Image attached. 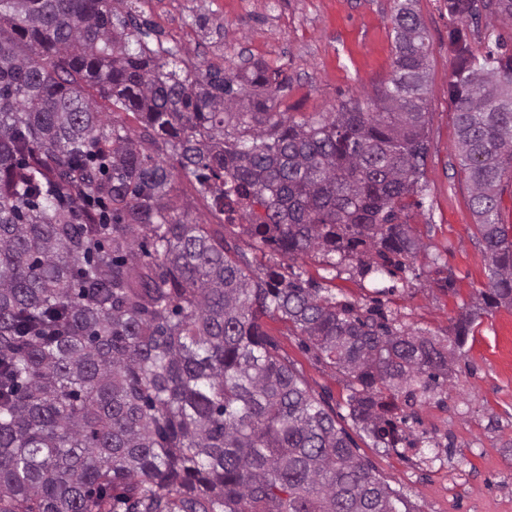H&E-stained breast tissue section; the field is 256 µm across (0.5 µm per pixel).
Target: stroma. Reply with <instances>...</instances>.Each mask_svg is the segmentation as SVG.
<instances>
[{"instance_id":"1","label":"stroma","mask_w":512,"mask_h":512,"mask_svg":"<svg viewBox=\"0 0 512 512\" xmlns=\"http://www.w3.org/2000/svg\"><path fill=\"white\" fill-rule=\"evenodd\" d=\"M413 8L429 38L427 155L418 192L405 199L398 221L423 243L416 258L363 279L351 264L332 266L319 253L295 260L269 255L236 224L225 225L224 238L253 268L277 265L286 278L328 289L358 314L381 309L396 326L443 343L463 311L478 312L466 346L449 363L448 380L404 409L420 439L413 450L375 447L350 416V378L279 314L260 324L311 393L335 411L356 454L400 489L411 512H506L512 505V308L479 310L488 259L459 167L450 83L454 34L466 33L477 54L502 45L512 55V18L475 20L452 13L449 0H414ZM118 9L148 28L150 46L179 49L199 72L229 77L249 60L279 70L275 109L298 119L365 105L392 75L397 0H121Z\"/></svg>"}]
</instances>
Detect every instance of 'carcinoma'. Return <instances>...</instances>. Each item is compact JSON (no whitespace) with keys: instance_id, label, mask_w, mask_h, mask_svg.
Here are the masks:
<instances>
[{"instance_id":"obj_1","label":"carcinoma","mask_w":512,"mask_h":512,"mask_svg":"<svg viewBox=\"0 0 512 512\" xmlns=\"http://www.w3.org/2000/svg\"><path fill=\"white\" fill-rule=\"evenodd\" d=\"M117 0H0V512H402L259 319L281 314L352 379L384 448L398 399L448 377V349L290 281L174 216V170L274 251L354 261L362 277L421 248L394 207L427 154L428 35L394 16L393 72L371 106L297 121L279 71H177L179 51ZM512 16V0H451ZM461 171L488 258L482 310L512 305V55L457 51ZM140 117L134 139L94 95ZM172 152L170 165L152 151ZM474 318L449 339L467 343Z\"/></svg>"}]
</instances>
